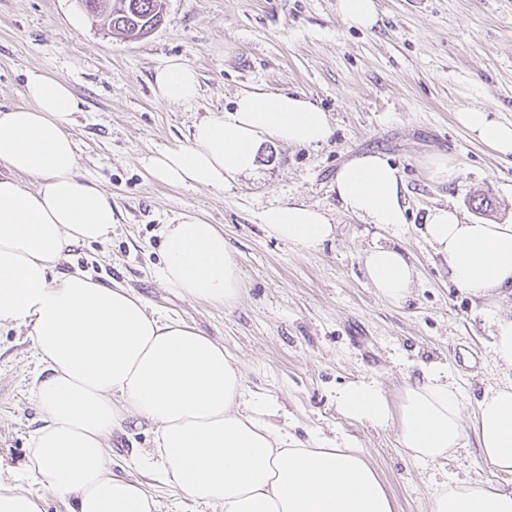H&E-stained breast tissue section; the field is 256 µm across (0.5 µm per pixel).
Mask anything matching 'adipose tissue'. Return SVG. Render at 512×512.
Masks as SVG:
<instances>
[{
	"mask_svg": "<svg viewBox=\"0 0 512 512\" xmlns=\"http://www.w3.org/2000/svg\"><path fill=\"white\" fill-rule=\"evenodd\" d=\"M154 84L166 105L199 96L198 73L179 56L157 69ZM24 97L0 109V327L25 329L36 354L31 395L40 424L22 473L0 482V512H42L46 492L69 502L70 512H157L143 481L113 472L106 453L107 439L134 420L154 432L142 472L223 512H394L363 449L346 439L302 440L277 425L276 405L246 388L223 344L162 317L123 286L58 273L72 247L109 239L112 200L79 171L70 129L81 102L70 86L32 70ZM457 119L494 151L512 154V124L480 106ZM330 134L325 112L306 97L244 91L232 109L195 124L188 144L150 156L147 168L165 184L220 189L256 167L267 140L307 147ZM335 190L344 209L366 223L394 230L407 221L403 179L383 155L345 164ZM260 222L301 249L336 234L324 211L302 203L270 206ZM163 233L157 276L165 287L212 305L238 299L240 268L221 229L190 216ZM422 234L468 295L492 299L512 288V224H468L442 206L429 210ZM364 266L382 297L408 295L414 268L400 250L373 246ZM493 325L503 380L484 392L471 424L439 368L407 384L395 405L375 382L348 384L336 395L340 413L375 427L396 424L402 448L422 463L446 462L472 440L486 467L512 474V316L494 317ZM430 512H512V488L447 477Z\"/></svg>",
	"mask_w": 512,
	"mask_h": 512,
	"instance_id": "ef3b65f1",
	"label": "adipose tissue"
}]
</instances>
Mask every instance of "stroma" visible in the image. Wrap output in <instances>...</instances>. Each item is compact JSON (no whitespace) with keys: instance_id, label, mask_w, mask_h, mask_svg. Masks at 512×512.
<instances>
[{"instance_id":"obj_1","label":"stroma","mask_w":512,"mask_h":512,"mask_svg":"<svg viewBox=\"0 0 512 512\" xmlns=\"http://www.w3.org/2000/svg\"><path fill=\"white\" fill-rule=\"evenodd\" d=\"M378 21L358 30L342 21L337 0H165L163 21L146 37L110 32L80 13L78 0H0V106L24 102L27 71L66 82L83 106L71 129L82 174L112 199V236L71 249L59 269L130 288L161 314L224 345L249 391L279 407L277 423L299 438H348L364 448L395 501V512H429L442 476L497 486L512 477L487 469L477 448L447 467L410 459L395 427L342 416L338 390L375 381L399 402L402 387L433 366L447 369L471 418L483 391L502 373L491 351L490 313L462 293L420 229L434 206L466 222L512 224V154L483 145L458 122L459 110L485 106L512 123V0H375ZM180 56L193 65L200 96L168 106L154 95V74ZM244 90L304 95L333 130L326 144L298 148L270 141L257 169L223 188L177 187L154 180L146 160L187 144L195 123L230 109ZM379 153L406 187L407 222L382 231L348 213L336 197L339 169ZM452 179L432 173L435 158ZM492 200L475 210L474 196ZM323 210L332 240L300 249L270 236L259 220L272 205ZM181 215L220 225L241 272L234 306L193 301L162 287L160 229ZM404 251L417 275L399 302L368 281L364 256L374 245ZM36 368L23 330L0 328V470L20 472L38 414L30 396ZM152 448L146 427L109 440L114 472L139 477L132 460Z\"/></svg>"}]
</instances>
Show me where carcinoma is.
Returning <instances> with one entry per match:
<instances>
[{
  "instance_id": "obj_1",
  "label": "carcinoma",
  "mask_w": 512,
  "mask_h": 512,
  "mask_svg": "<svg viewBox=\"0 0 512 512\" xmlns=\"http://www.w3.org/2000/svg\"><path fill=\"white\" fill-rule=\"evenodd\" d=\"M92 15H103L113 31L131 38L148 35L164 17V0H81Z\"/></svg>"
}]
</instances>
